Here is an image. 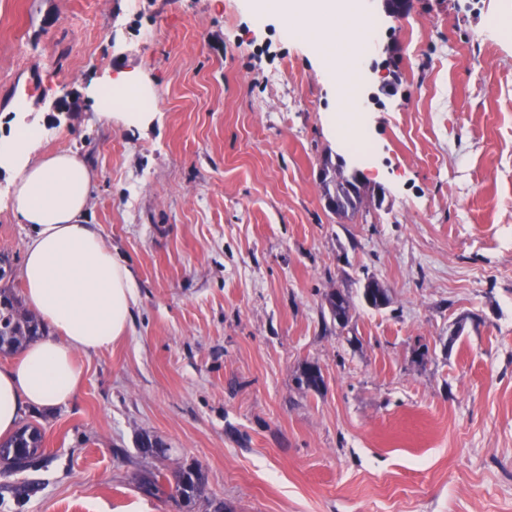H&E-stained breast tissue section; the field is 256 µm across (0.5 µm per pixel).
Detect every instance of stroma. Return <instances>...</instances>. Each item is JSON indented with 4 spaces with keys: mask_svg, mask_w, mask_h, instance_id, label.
<instances>
[{
    "mask_svg": "<svg viewBox=\"0 0 512 512\" xmlns=\"http://www.w3.org/2000/svg\"><path fill=\"white\" fill-rule=\"evenodd\" d=\"M369 2L349 155L336 81L276 10L0 0V137L24 99L45 152L86 160L87 219L139 294L126 336L76 353V398L23 414L50 461L0 472V512H179L138 477L180 466L234 512H512V0H413L400 19ZM120 70L155 92L149 127L99 118L95 83ZM341 158L377 193L351 219L322 183ZM12 177L0 253L19 287ZM370 277L389 307L365 304ZM308 362L320 391L297 383Z\"/></svg>",
    "mask_w": 512,
    "mask_h": 512,
    "instance_id": "1",
    "label": "stroma"
}]
</instances>
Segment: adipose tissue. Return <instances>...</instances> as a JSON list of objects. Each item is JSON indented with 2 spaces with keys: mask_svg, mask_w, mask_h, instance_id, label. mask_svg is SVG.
I'll list each match as a JSON object with an SVG mask.
<instances>
[{
  "mask_svg": "<svg viewBox=\"0 0 512 512\" xmlns=\"http://www.w3.org/2000/svg\"><path fill=\"white\" fill-rule=\"evenodd\" d=\"M265 7L286 15L296 28L316 20L315 43L338 57L341 69L356 67L348 52L353 35L348 12L339 0H265ZM138 75L104 77L96 92L105 118L120 116L126 127L148 124L155 106ZM41 130L14 127L0 139V166L14 168L11 211L30 235L22 262L27 302L50 334L24 346L0 364V437L15 434L23 413L75 398L82 372L77 352L98 351L128 331L138 304L134 273L119 252L107 245L97 225L87 223L93 176L74 153L37 156Z\"/></svg>",
  "mask_w": 512,
  "mask_h": 512,
  "instance_id": "adipose-tissue-1",
  "label": "adipose tissue"
}]
</instances>
